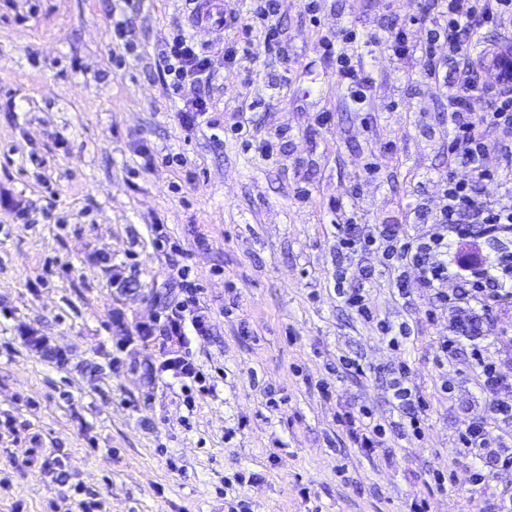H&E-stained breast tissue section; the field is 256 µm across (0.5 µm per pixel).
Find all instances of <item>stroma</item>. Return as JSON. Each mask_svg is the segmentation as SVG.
<instances>
[{"instance_id": "35a3bbf8", "label": "stroma", "mask_w": 512, "mask_h": 512, "mask_svg": "<svg viewBox=\"0 0 512 512\" xmlns=\"http://www.w3.org/2000/svg\"><path fill=\"white\" fill-rule=\"evenodd\" d=\"M418 12L318 0L314 26L281 0V48L245 87L223 70L242 31L194 26L185 0H0V512H410L418 497L497 512L512 497V467L454 453L475 423L512 446L471 357L481 345L512 382V303L473 305L474 332L444 354L459 314L417 269L338 247L352 213L419 239L443 178L472 181L448 155L450 69L431 82L364 55L380 92L363 109L323 52L337 24ZM177 33L218 70L209 120L190 129L155 65ZM274 132L277 156L242 145ZM340 267L372 318L340 298ZM177 355L198 378L164 369ZM401 365L423 404L416 437L393 404ZM363 409L385 428L370 450L339 422Z\"/></svg>"}]
</instances>
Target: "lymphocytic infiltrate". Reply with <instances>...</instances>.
<instances>
[{"label": "lymphocytic infiltrate", "mask_w": 512, "mask_h": 512, "mask_svg": "<svg viewBox=\"0 0 512 512\" xmlns=\"http://www.w3.org/2000/svg\"><path fill=\"white\" fill-rule=\"evenodd\" d=\"M435 15H422L426 29L423 44L409 41L404 26L384 29L373 25L367 34L371 46L392 52L399 58L419 62L426 78L438 79L435 48L448 44V65L454 73L449 87L450 120L454 129L453 153L456 161L467 165L477 181H499L505 189L499 199L482 201L468 184L447 180L443 204L426 238L417 243H399L396 232L372 230L365 225L351 226L339 241L340 248L373 244L385 240L387 253L410 261L419 271L421 287L437 289L440 303L457 305L443 286L451 278H467L471 297L477 301L492 298L512 301V90L490 89L476 77L478 64L471 46L477 27L486 24L497 30L512 31V0H436ZM280 0H253L247 15L233 12L230 24L247 34L243 41L224 46V69L230 73H249L259 51L278 50ZM323 48L334 57L337 74L357 104H365L376 93V84L355 61L357 35L347 26L322 35ZM156 66L168 96H179L185 85H204L214 76L213 61L198 50L192 38L176 35L158 50ZM495 128L503 137L494 143L484 137L485 128ZM497 151L498 169L484 166L488 152ZM497 239L496 254L483 251L480 240Z\"/></svg>", "instance_id": "f902f5d3"}]
</instances>
